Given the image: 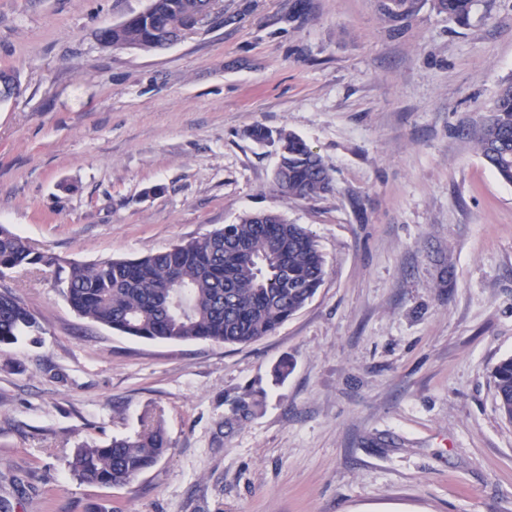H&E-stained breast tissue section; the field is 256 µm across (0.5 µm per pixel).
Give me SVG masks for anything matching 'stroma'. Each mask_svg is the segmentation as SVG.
Returning <instances> with one entry per match:
<instances>
[{
	"label": "stroma",
	"mask_w": 512,
	"mask_h": 512,
	"mask_svg": "<svg viewBox=\"0 0 512 512\" xmlns=\"http://www.w3.org/2000/svg\"><path fill=\"white\" fill-rule=\"evenodd\" d=\"M150 0H0V224L68 261L142 257L277 211L327 260L313 299L250 345L132 338L58 273L0 277L43 325L0 350L8 512H512V185L474 131L512 81V0L458 24L424 0H219L153 51L101 29ZM262 124L303 138L333 191L287 200ZM245 399L247 415L233 414ZM161 421L127 485L80 482L78 444ZM422 2V0H384V14L391 21H401L417 12ZM492 379L498 409L506 420L512 422V356L501 359L494 366Z\"/></svg>",
	"instance_id": "obj_1"
}]
</instances>
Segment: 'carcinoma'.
Returning <instances> with one entry per match:
<instances>
[{
	"instance_id": "obj_1",
	"label": "carcinoma",
	"mask_w": 512,
	"mask_h": 512,
	"mask_svg": "<svg viewBox=\"0 0 512 512\" xmlns=\"http://www.w3.org/2000/svg\"><path fill=\"white\" fill-rule=\"evenodd\" d=\"M422 0H383L385 16L401 21ZM433 8L459 23L469 19L474 0H432ZM214 0H151L147 13L108 26L99 40L113 48L144 51L177 42L213 19ZM283 163L275 173L280 194L310 200L333 189L322 158L291 132H279ZM484 163L512 185V83L501 88L482 119L477 139ZM58 258L42 252L0 224V276L24 266L52 267ZM326 275V257L316 238L279 212L245 214L230 225L135 258L73 263L62 293L82 318L145 340L247 345L275 332L314 297ZM43 326L22 300L0 292V347ZM498 409L512 422V356L492 370ZM170 447L161 423L108 445L80 444L69 467L81 482L124 485L152 468Z\"/></svg>"
}]
</instances>
